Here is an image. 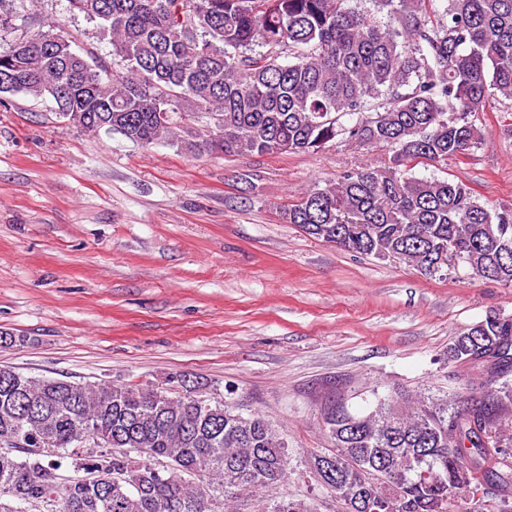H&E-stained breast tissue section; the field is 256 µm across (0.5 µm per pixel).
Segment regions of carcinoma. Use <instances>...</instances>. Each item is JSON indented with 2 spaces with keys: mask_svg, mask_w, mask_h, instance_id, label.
Segmentation results:
<instances>
[{
  "mask_svg": "<svg viewBox=\"0 0 512 512\" xmlns=\"http://www.w3.org/2000/svg\"><path fill=\"white\" fill-rule=\"evenodd\" d=\"M26 1L0 0V33L13 35L0 95L49 98L80 130L145 146L201 112L210 134L180 139L194 156L318 152L339 136L386 146L390 164L313 184L283 219L430 277L463 266L512 286V210L413 173L482 143L470 116L491 93L512 100V0H67L110 38L111 76ZM441 251L444 274L428 268ZM448 362L476 372L463 407L379 395L367 413L325 406L332 447L305 473L336 512H512V319L487 314ZM174 386L189 381L77 383L1 365L0 512H237L246 490L262 494L256 512H317L282 491L288 442L264 416ZM64 460L77 476L60 477Z\"/></svg>",
  "mask_w": 512,
  "mask_h": 512,
  "instance_id": "obj_1",
  "label": "carcinoma"
}]
</instances>
